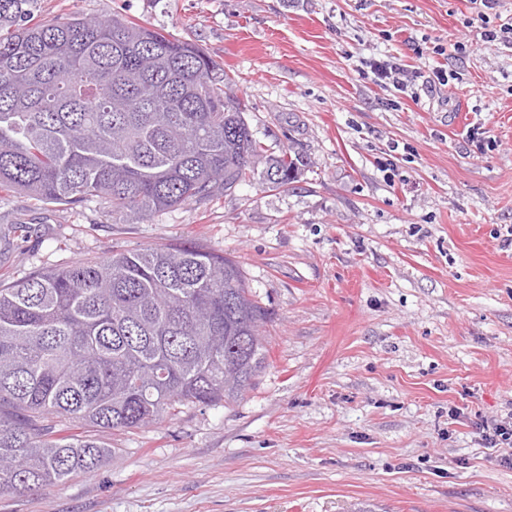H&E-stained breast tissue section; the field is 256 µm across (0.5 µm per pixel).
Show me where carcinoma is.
Returning a JSON list of instances; mask_svg holds the SVG:
<instances>
[{
	"instance_id": "1",
	"label": "carcinoma",
	"mask_w": 512,
	"mask_h": 512,
	"mask_svg": "<svg viewBox=\"0 0 512 512\" xmlns=\"http://www.w3.org/2000/svg\"><path fill=\"white\" fill-rule=\"evenodd\" d=\"M34 2L0 0V189L125 222L250 179L264 149L203 48L114 18L19 25ZM269 170L284 186L298 159ZM267 317L239 264L193 242L0 285V496L98 469L104 432L240 398Z\"/></svg>"
}]
</instances>
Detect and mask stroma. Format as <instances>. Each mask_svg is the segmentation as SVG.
<instances>
[{
	"label": "stroma",
	"mask_w": 512,
	"mask_h": 512,
	"mask_svg": "<svg viewBox=\"0 0 512 512\" xmlns=\"http://www.w3.org/2000/svg\"><path fill=\"white\" fill-rule=\"evenodd\" d=\"M38 3L195 41L302 167L133 223L0 190V281L193 241L239 263L269 349L242 399L109 432L97 470L0 512H512L479 430L512 414V45L481 41L472 0Z\"/></svg>",
	"instance_id": "stroma-1"
}]
</instances>
